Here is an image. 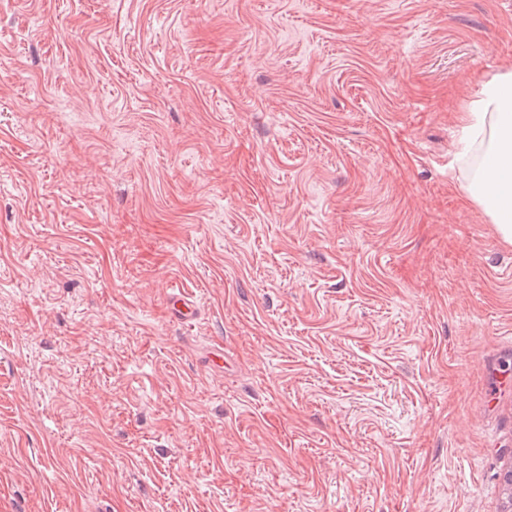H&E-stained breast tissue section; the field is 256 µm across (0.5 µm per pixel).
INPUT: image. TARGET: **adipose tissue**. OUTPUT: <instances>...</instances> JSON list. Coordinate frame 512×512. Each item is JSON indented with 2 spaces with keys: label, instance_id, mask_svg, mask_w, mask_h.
<instances>
[{
  "label": "adipose tissue",
  "instance_id": "obj_1",
  "mask_svg": "<svg viewBox=\"0 0 512 512\" xmlns=\"http://www.w3.org/2000/svg\"><path fill=\"white\" fill-rule=\"evenodd\" d=\"M457 153L469 158L480 152L479 168L468 185L470 200L491 218L506 243L512 244V71L485 74L458 118Z\"/></svg>",
  "mask_w": 512,
  "mask_h": 512
}]
</instances>
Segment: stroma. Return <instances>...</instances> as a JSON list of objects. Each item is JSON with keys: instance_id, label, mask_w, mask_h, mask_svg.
Listing matches in <instances>:
<instances>
[{"instance_id": "35a3bbf8", "label": "stroma", "mask_w": 512, "mask_h": 512, "mask_svg": "<svg viewBox=\"0 0 512 512\" xmlns=\"http://www.w3.org/2000/svg\"><path fill=\"white\" fill-rule=\"evenodd\" d=\"M509 68L512 0H0V512H499ZM475 99L459 112L457 154L481 153L478 171L468 185L469 199L496 224L502 240L512 244V71L485 74L476 82ZM169 309L173 319L183 324H190L198 310L197 303L182 293L170 297Z\"/></svg>"}]
</instances>
